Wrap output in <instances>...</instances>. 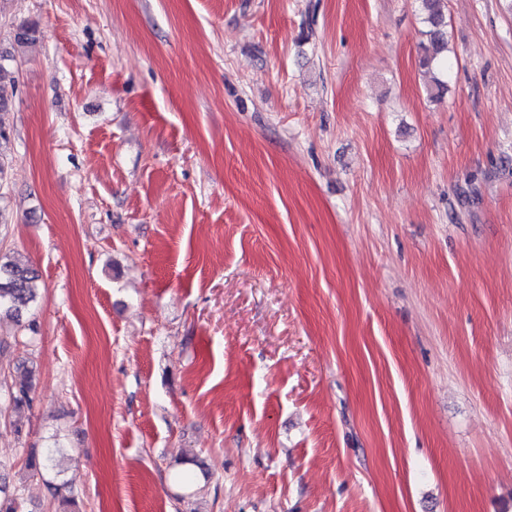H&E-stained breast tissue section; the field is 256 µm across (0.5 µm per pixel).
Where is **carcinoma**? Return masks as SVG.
I'll use <instances>...</instances> for the list:
<instances>
[{
    "label": "carcinoma",
    "mask_w": 512,
    "mask_h": 512,
    "mask_svg": "<svg viewBox=\"0 0 512 512\" xmlns=\"http://www.w3.org/2000/svg\"><path fill=\"white\" fill-rule=\"evenodd\" d=\"M422 23L427 27V41L421 43L420 66L429 74L425 90L429 98L438 100L443 97L448 84L445 80L448 72L447 14L445 0H415ZM15 91V80L10 70L0 62V112L7 110ZM36 272L28 267L0 257V313L19 316L22 309L35 301L37 296ZM10 381L8 394L9 406L14 419L9 421L14 433H23L21 415L33 406L34 374L25 360L18 359L8 370ZM25 467L34 475L42 476L52 501L61 505L74 506L79 492L68 482L60 479V472L53 463V451L48 449L42 456L29 454ZM23 497L16 486L0 481V512H22Z\"/></svg>",
    "instance_id": "cac0c4a2"
}]
</instances>
